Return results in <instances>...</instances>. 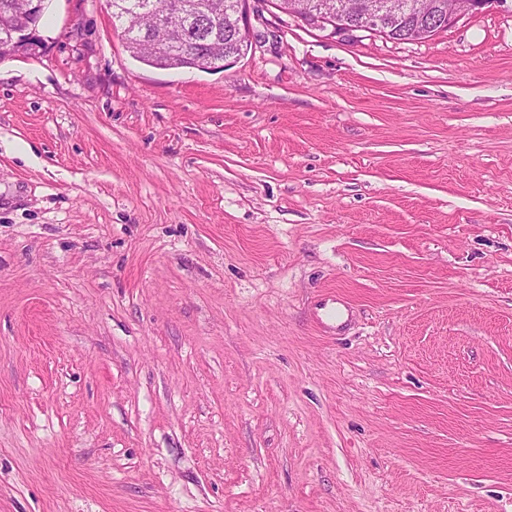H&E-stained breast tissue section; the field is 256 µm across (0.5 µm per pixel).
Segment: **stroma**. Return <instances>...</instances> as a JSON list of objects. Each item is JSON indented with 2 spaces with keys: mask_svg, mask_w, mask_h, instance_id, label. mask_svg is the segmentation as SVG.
<instances>
[{
  "mask_svg": "<svg viewBox=\"0 0 512 512\" xmlns=\"http://www.w3.org/2000/svg\"><path fill=\"white\" fill-rule=\"evenodd\" d=\"M111 15L0 60V512H512V0H250L218 72ZM289 1L299 4L295 8L286 9L283 6L284 0L275 2L283 12L303 14L316 26L321 27V30H330V34L333 35L355 30H381V33H384L382 20L386 17L414 15L423 19L427 15L423 6L427 0H333L336 2L334 8L320 4L321 0ZM310 10L312 12H309ZM356 10H359L358 15H355ZM493 1L495 0H448V10L444 9L442 5H438L439 11L433 18L427 16V21L419 27L420 32L424 35L435 34L442 29L453 26L465 15L482 10ZM317 305L320 310H324L327 320L317 311V318L323 327L329 330H339L345 326V321L342 317L346 308H349L348 303L338 294H330L323 296ZM316 305V306H317Z\"/></svg>",
  "mask_w": 512,
  "mask_h": 512,
  "instance_id": "stroma-1",
  "label": "stroma"
}]
</instances>
